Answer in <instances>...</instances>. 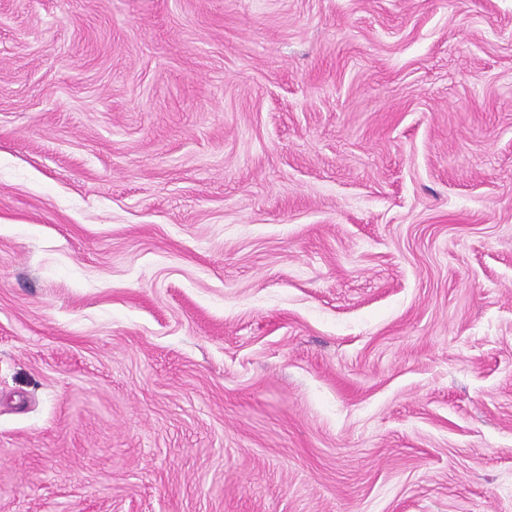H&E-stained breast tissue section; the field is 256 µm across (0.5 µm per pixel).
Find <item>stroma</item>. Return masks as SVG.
Wrapping results in <instances>:
<instances>
[{"label":"stroma","instance_id":"35a3bbf8","mask_svg":"<svg viewBox=\"0 0 512 512\" xmlns=\"http://www.w3.org/2000/svg\"><path fill=\"white\" fill-rule=\"evenodd\" d=\"M0 512H512V0H0Z\"/></svg>","mask_w":512,"mask_h":512}]
</instances>
